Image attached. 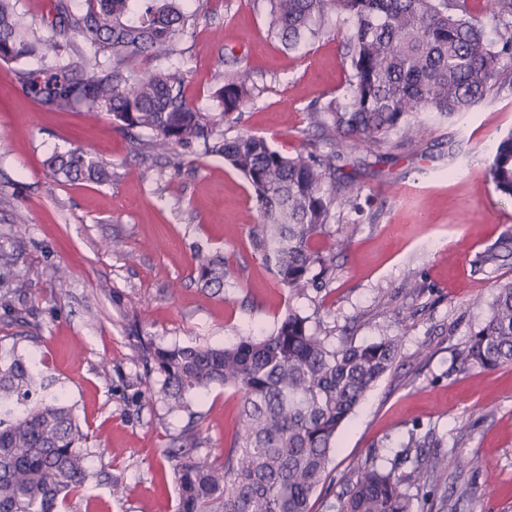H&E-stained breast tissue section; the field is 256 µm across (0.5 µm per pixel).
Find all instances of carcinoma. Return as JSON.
Wrapping results in <instances>:
<instances>
[{"mask_svg":"<svg viewBox=\"0 0 512 512\" xmlns=\"http://www.w3.org/2000/svg\"><path fill=\"white\" fill-rule=\"evenodd\" d=\"M0 0V61L38 100L57 110L87 105L112 116L129 139L151 133L152 149L169 153L200 145L239 172L259 212L254 250L292 295L322 289L314 267L325 257L313 246L334 218L340 154L287 156L266 138L224 136L261 93L249 72L226 59L215 91L218 113L186 97L185 73L174 62L183 38L195 33L202 0H52L50 19L37 21ZM270 37L295 49L331 27L345 28L350 56L348 93L312 108L323 131L357 146L389 150L392 136L412 141L422 110L442 117L469 111L491 93L512 91V0H264ZM499 38L489 36V31ZM90 44L83 55L75 38ZM56 178L103 183L106 166L85 150L46 160ZM488 173L512 199V130L492 147ZM512 257V235L479 253L481 270ZM17 258L0 248V310L16 309ZM197 282L224 288V255L195 254ZM309 318L288 310L262 336H242L224 348L206 344L156 346L138 338L132 360L154 363L158 395L170 412L189 410L187 396L211 386L240 396L241 428L222 457L201 454L192 435L166 450L178 490L176 512H311L327 478L336 434L368 391L393 367L400 339L334 345L311 330ZM463 359L486 370L512 363V284L498 288L486 323ZM48 377L19 356H0V512H60L84 489L90 473L89 433L72 407L39 392ZM398 462L385 470L358 468L339 512H413Z\"/></svg>","mask_w":512,"mask_h":512,"instance_id":"carcinoma-1","label":"carcinoma"}]
</instances>
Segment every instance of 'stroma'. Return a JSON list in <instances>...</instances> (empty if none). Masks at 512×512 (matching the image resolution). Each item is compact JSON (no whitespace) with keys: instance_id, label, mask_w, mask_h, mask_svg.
<instances>
[{"instance_id":"1","label":"stroma","mask_w":512,"mask_h":512,"mask_svg":"<svg viewBox=\"0 0 512 512\" xmlns=\"http://www.w3.org/2000/svg\"><path fill=\"white\" fill-rule=\"evenodd\" d=\"M182 47L186 94L203 111L215 109L225 54L262 89L224 124L225 136L261 135L288 156L328 152L310 107L348 90L342 33L286 50L268 36L256 0H208ZM420 119L422 137L389 155L345 148L336 176L349 201L315 239L333 278L313 296L292 297L252 246L253 192L223 158L197 146L173 168L135 150L107 114L43 105L0 63V247L18 256V307L28 313L23 324L0 319V353L51 374L91 437V477L66 512H175L165 450L188 417L169 413L157 376L132 361L136 337L224 346L269 332L291 309L336 345L401 340L396 365L339 432L331 488L313 512H338L356 464L388 468L401 453L415 512H512V364L461 361L498 287L512 283V259L480 271L472 264L512 230V199L487 171L497 137L512 130V94ZM76 147L107 164L108 182L52 177L46 158ZM200 249L223 252V290L197 284ZM238 408V395L219 386L192 396L202 453L230 446ZM432 455L447 466L418 483L415 470ZM470 456L477 470L461 466Z\"/></svg>"}]
</instances>
